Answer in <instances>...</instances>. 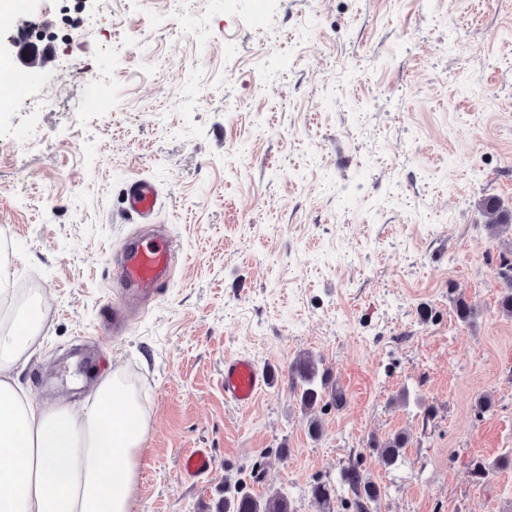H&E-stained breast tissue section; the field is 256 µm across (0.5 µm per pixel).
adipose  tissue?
I'll list each match as a JSON object with an SVG mask.
<instances>
[{
  "instance_id": "ef3b65f1",
  "label": "adipose tissue",
  "mask_w": 512,
  "mask_h": 512,
  "mask_svg": "<svg viewBox=\"0 0 512 512\" xmlns=\"http://www.w3.org/2000/svg\"><path fill=\"white\" fill-rule=\"evenodd\" d=\"M0 336V369L23 361L40 328ZM150 416L121 374L99 380L83 413L33 403L0 377V512H134Z\"/></svg>"
}]
</instances>
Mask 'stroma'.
Here are the masks:
<instances>
[{
  "label": "stroma",
  "instance_id": "obj_1",
  "mask_svg": "<svg viewBox=\"0 0 512 512\" xmlns=\"http://www.w3.org/2000/svg\"><path fill=\"white\" fill-rule=\"evenodd\" d=\"M33 29L57 33L44 66L0 51L29 74L0 107V277L43 298L16 371L35 404L75 411L104 372L136 385L135 512H214L256 463L254 494L319 512L311 483L357 456L381 512H512V466L482 484L468 470L512 453L504 247L480 209L512 210V0H194L176 16L169 0H23L0 39ZM137 177L157 183L180 259L115 340L98 323L139 228L122 213ZM304 351L346 396L317 441L288 382ZM240 352L270 374L244 409L224 402ZM398 432L384 468L368 442ZM198 448L212 466L186 475ZM450 291L449 302L457 321L463 325H472L480 313L478 306L462 294H456L455 290Z\"/></svg>",
  "mask_w": 512,
  "mask_h": 512
}]
</instances>
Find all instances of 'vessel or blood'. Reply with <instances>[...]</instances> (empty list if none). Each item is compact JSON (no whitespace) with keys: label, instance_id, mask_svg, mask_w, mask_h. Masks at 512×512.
<instances>
[{"label":"vessel or blood","instance_id":"obj_1","mask_svg":"<svg viewBox=\"0 0 512 512\" xmlns=\"http://www.w3.org/2000/svg\"><path fill=\"white\" fill-rule=\"evenodd\" d=\"M159 207V189L146 178L131 180L124 193V209L128 216L149 224ZM176 244L162 230L128 238L120 261V298L102 313V326L112 335L126 333L131 323L149 311L168 288L175 261ZM269 380V374L247 354L240 353L224 360V401L237 407L252 405ZM183 472L204 474L211 468V456L200 448L183 458Z\"/></svg>","mask_w":512,"mask_h":512}]
</instances>
